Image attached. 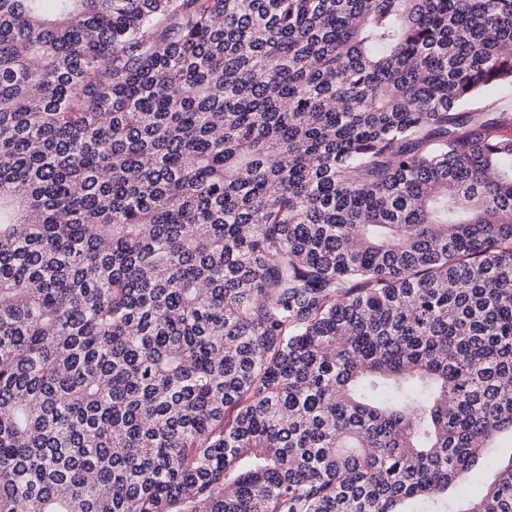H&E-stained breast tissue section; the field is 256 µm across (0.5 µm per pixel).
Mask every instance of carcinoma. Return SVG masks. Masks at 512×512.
Instances as JSON below:
<instances>
[{
    "label": "carcinoma",
    "mask_w": 512,
    "mask_h": 512,
    "mask_svg": "<svg viewBox=\"0 0 512 512\" xmlns=\"http://www.w3.org/2000/svg\"><path fill=\"white\" fill-rule=\"evenodd\" d=\"M509 91L512 0H0V512H512Z\"/></svg>",
    "instance_id": "obj_1"
}]
</instances>
